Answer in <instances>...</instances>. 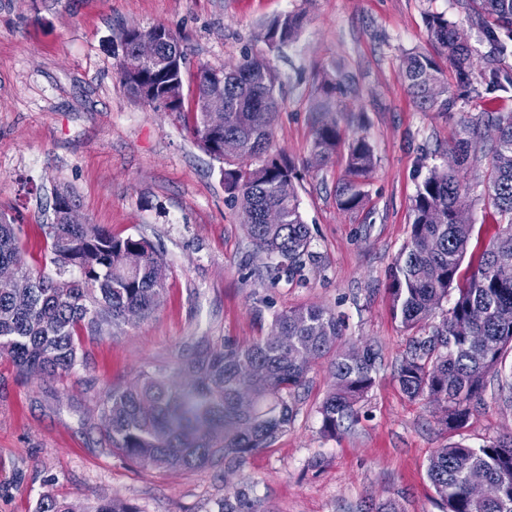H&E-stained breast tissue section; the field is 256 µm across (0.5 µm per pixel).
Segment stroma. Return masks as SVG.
<instances>
[{
	"instance_id": "obj_1",
	"label": "stroma",
	"mask_w": 512,
	"mask_h": 512,
	"mask_svg": "<svg viewBox=\"0 0 512 512\" xmlns=\"http://www.w3.org/2000/svg\"><path fill=\"white\" fill-rule=\"evenodd\" d=\"M292 13L298 40L280 49L262 37L266 22ZM460 18L456 0H0V211L16 216L31 265L54 273L43 227L55 193L72 192L89 224L119 237H145L167 265L163 298L148 318L116 337L86 340L69 373L22 376L0 358V512H34L43 493L93 503L115 495L138 512H218L225 486L248 479L261 512H360L398 500L404 512H441L428 459L449 443L473 448L512 436V351L488 379L466 424L446 431L444 403L408 400L397 370L412 337L392 314L389 271L410 239L419 185L447 166L461 116L486 107L512 112V96L457 88L454 112H423L402 77L404 55H438L426 18ZM161 24L188 49V80L202 66L265 57L282 88L270 152L302 178L300 210L312 231L302 277L290 280L246 236L224 189L223 164L200 149L178 113L132 97L118 75L122 29ZM347 77L330 104L346 136L362 135L376 165L364 210L346 212L335 188L343 161L315 162L313 107L323 72ZM485 161L471 162L474 231L462 273L474 269L502 229L482 185ZM330 309L343 344L373 343L375 383L354 422L336 436L319 406L334 383L319 360L288 396L295 415L270 448L242 471L209 466L157 471L113 452L100 393L190 355L197 342L220 346L268 334L274 314Z\"/></svg>"
}]
</instances>
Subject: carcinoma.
I'll return each instance as SVG.
<instances>
[{
  "mask_svg": "<svg viewBox=\"0 0 512 512\" xmlns=\"http://www.w3.org/2000/svg\"><path fill=\"white\" fill-rule=\"evenodd\" d=\"M461 22L441 14L427 18L429 35L463 87L480 86L485 93L512 92V67L504 65L508 46L499 32L512 37V0H457ZM475 28L493 46L484 63H473L469 43L458 38L463 26ZM301 20L283 14L264 26L263 37L273 47L296 42ZM163 34L181 57L180 66L156 72L149 67L130 70L133 43L142 36ZM122 83L130 92L152 91L145 102L153 110L171 109L187 119L195 142L222 160L224 184L240 209L247 236L258 251L278 260L292 276L303 267L311 230L300 211L295 164L269 154L279 102L276 75L269 62L245 55L238 71L200 67L192 100L183 94L187 48L169 28L157 24L122 33ZM407 91L423 112H452L456 97L449 93L439 63L432 57L408 53L402 60ZM343 82L325 74L321 91L322 117L316 122L312 153L327 164L346 146L345 174L336 184V203L343 210L365 205V179L375 165L370 143L363 137L347 142L328 105ZM228 109L221 128H210L206 111L214 105ZM238 143L236 155L224 154V142ZM458 164L466 166L480 153L487 159L486 190L504 224L489 242L476 269L463 283L458 274L468 251L473 224L469 218L472 185L456 171L434 168L419 186L414 200L410 241L395 258L388 293L393 314L402 324L420 331L412 338L398 368V383L410 400L426 396L449 407L441 422L462 427L471 402L490 375L499 372L512 350V278L499 277L496 256L512 252V113L488 107L463 116L450 146ZM276 208L281 224H265L262 213ZM16 217L0 212V264L17 266L29 303L14 304L15 289L0 288V357L12 360L18 371L50 377L72 371L83 351L82 337H104L108 327L124 323L128 308L142 318L158 306L166 284V267L151 242L143 237H118L94 224H49L50 263L56 276L29 265L19 245ZM456 288L453 305L434 322L448 290ZM342 325L323 307H299L274 315L270 332L249 342L224 338L182 360L175 373L180 386L164 368L143 373L125 386L104 389L99 408L112 450L126 459L160 471L193 470L224 463L241 469L256 452L271 447L288 432L294 408L288 391L306 381L316 361L329 356L335 382L319 414L323 432L334 436L354 421L356 406L375 383L378 352L343 347ZM249 385L252 409L243 411L237 395ZM480 470L500 486L494 500H479L468 488L472 471ZM427 474L445 512H512V437L480 448L451 443L429 459ZM35 512H136L115 495L90 505L42 495ZM219 512H258L252 485L242 480L224 492Z\"/></svg>",
  "mask_w": 512,
  "mask_h": 512,
  "instance_id": "obj_1",
  "label": "carcinoma"
}]
</instances>
